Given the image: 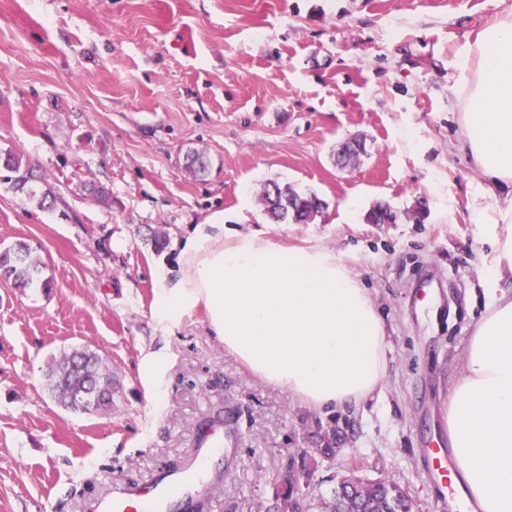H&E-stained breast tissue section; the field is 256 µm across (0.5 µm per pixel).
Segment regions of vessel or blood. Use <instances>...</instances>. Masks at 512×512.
Listing matches in <instances>:
<instances>
[{
	"label": "vessel or blood",
	"instance_id": "1",
	"mask_svg": "<svg viewBox=\"0 0 512 512\" xmlns=\"http://www.w3.org/2000/svg\"><path fill=\"white\" fill-rule=\"evenodd\" d=\"M225 440L217 433H207L197 442L195 458L187 469L164 474L158 479L137 486L115 485L111 494L90 499L88 512H167L175 494L190 495L192 485L200 478L209 455L223 447ZM424 458L429 469L447 488L449 496L459 493L458 481L448 469L444 448L425 447Z\"/></svg>",
	"mask_w": 512,
	"mask_h": 512
}]
</instances>
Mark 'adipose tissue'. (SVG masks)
Here are the masks:
<instances>
[{
  "label": "adipose tissue",
  "mask_w": 512,
  "mask_h": 512,
  "mask_svg": "<svg viewBox=\"0 0 512 512\" xmlns=\"http://www.w3.org/2000/svg\"><path fill=\"white\" fill-rule=\"evenodd\" d=\"M461 147L492 183L470 219L495 257L482 267L493 298L469 338L448 393L451 460L478 512H512V13L488 24L462 67ZM153 316L165 329L204 309L214 335L266 383L315 409L380 391L388 333L367 289L333 250L225 234L224 215L197 225L175 276L157 275Z\"/></svg>",
  "instance_id": "adipose-tissue-1"
}]
</instances>
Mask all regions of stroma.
Returning <instances> with one entry per match:
<instances>
[{"label": "stroma", "instance_id": "stroma-1", "mask_svg": "<svg viewBox=\"0 0 512 512\" xmlns=\"http://www.w3.org/2000/svg\"><path fill=\"white\" fill-rule=\"evenodd\" d=\"M507 13L512 0H0V153H21L58 199L46 210L0 186V251L27 244L52 280L0 283V512H85L115 483L184 467L211 429L235 442L192 493L201 512H268L292 454L312 496L387 478L413 512H438L422 441L448 439V391L491 301L478 268L491 246L468 209L489 181L458 148L457 85L469 45ZM352 136L366 152L339 163ZM192 148L205 176L185 169ZM271 180L318 195L322 216L270 223ZM91 181L109 204L85 195ZM380 201L396 223L366 221ZM217 212L227 232L325 245L354 271L391 341L381 394L317 411L225 351L203 310L161 330L156 270L177 269ZM84 345L119 379L111 413L48 393L51 359ZM159 347L156 405L140 362ZM331 419L341 451L323 461L312 433Z\"/></svg>", "mask_w": 512, "mask_h": 512}]
</instances>
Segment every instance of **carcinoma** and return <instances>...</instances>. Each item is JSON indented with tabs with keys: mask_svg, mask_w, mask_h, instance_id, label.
Returning <instances> with one entry per match:
<instances>
[{
	"mask_svg": "<svg viewBox=\"0 0 512 512\" xmlns=\"http://www.w3.org/2000/svg\"><path fill=\"white\" fill-rule=\"evenodd\" d=\"M209 160L205 153L193 150L187 154L186 170L195 177L205 174ZM0 182L6 189L22 193L38 201L40 207L52 206L56 197L51 190H36L34 168L23 156L6 152L0 154ZM264 212L272 224L288 221L309 224L322 213L325 203L314 193H298L288 186L280 187L275 181L264 184L260 192ZM45 264L31 255L24 243L0 252V280L19 290L39 288L46 291L50 280L43 277ZM47 382L56 404L73 413H107L112 410L119 384L112 375V368L96 351L74 348L63 352L47 365ZM317 452L325 459H333L336 448V423L318 424ZM294 461L287 463L288 475L276 495L275 512H289V505L298 506L303 512H412L406 492L396 483L386 480H369L354 475L343 477L328 497L314 500L306 491L304 479L309 476L306 465H301V477L294 478Z\"/></svg>",
	"mask_w": 512,
	"mask_h": 512,
	"instance_id": "cac0c4a2",
	"label": "carcinoma"
}]
</instances>
